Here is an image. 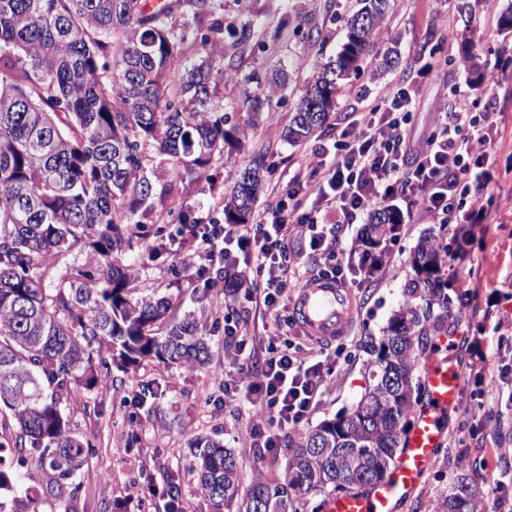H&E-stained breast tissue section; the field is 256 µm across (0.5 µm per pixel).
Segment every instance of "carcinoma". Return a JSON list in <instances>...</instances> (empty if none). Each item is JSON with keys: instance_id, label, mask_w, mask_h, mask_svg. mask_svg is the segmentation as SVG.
<instances>
[{"instance_id": "obj_1", "label": "carcinoma", "mask_w": 512, "mask_h": 512, "mask_svg": "<svg viewBox=\"0 0 512 512\" xmlns=\"http://www.w3.org/2000/svg\"><path fill=\"white\" fill-rule=\"evenodd\" d=\"M395 0H356L335 56L313 64L281 138L298 144L338 109L346 80L371 60L381 75L399 64L375 52ZM257 32L214 15L213 0H0V512H47L80 486L90 443L69 407L111 373L146 360L197 367L207 337L179 298L137 287L127 255L140 230L173 213L179 189L211 180L215 157L248 135L218 110L224 59L244 55ZM231 112H261L285 97L287 75H243ZM275 162L254 154L224 194V222L247 224ZM397 214H370L373 244ZM432 241L410 256L407 301L387 336L370 346L371 380L357 405L289 441L284 479L258 476L238 512H300L305 497L350 492L383 478L401 448L417 390L414 337L428 344L450 303ZM160 387L146 382L143 407ZM201 494L214 512L239 484L222 441L189 442ZM437 512H482L459 478Z\"/></svg>"}]
</instances>
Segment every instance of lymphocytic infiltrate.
<instances>
[{"label": "lymphocytic infiltrate", "instance_id": "1", "mask_svg": "<svg viewBox=\"0 0 512 512\" xmlns=\"http://www.w3.org/2000/svg\"><path fill=\"white\" fill-rule=\"evenodd\" d=\"M413 95L406 82L385 90L383 103L360 109L341 129L330 149L312 151L284 186H273L274 200L249 224H184L163 245L180 254L192 239V267L241 266L242 288L269 318L273 333L264 344L238 345L224 359V394L246 401L253 419L247 440L279 447L282 435L300 432L328 392L344 343L310 361L277 336L291 328L288 305L299 289L329 278L353 288L391 262L397 234L384 233V247L373 254L359 238H346L349 226L371 210L400 204L401 223L424 217L435 224L484 223L489 211L486 158L499 139L493 119L495 94L475 109L466 92L456 91L450 111L441 113L425 146L404 164L408 113ZM306 237L313 270L298 269L289 250L294 237Z\"/></svg>", "mask_w": 512, "mask_h": 512}]
</instances>
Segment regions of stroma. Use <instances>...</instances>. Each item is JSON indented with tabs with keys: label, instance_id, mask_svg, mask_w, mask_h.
<instances>
[{
	"label": "stroma",
	"instance_id": "obj_1",
	"mask_svg": "<svg viewBox=\"0 0 512 512\" xmlns=\"http://www.w3.org/2000/svg\"><path fill=\"white\" fill-rule=\"evenodd\" d=\"M355 0H214L217 14L239 21L274 26L287 20L280 42L259 50L264 65L287 68L294 92L285 101H274L273 109L256 116L239 112L235 123L252 120L250 136L238 151L212 163L211 182L190 186L179 198L185 212L207 217L209 208L224 199L240 169L250 156L269 150L276 173L295 169L301 156L332 144L338 125L354 109L380 103L386 86L412 78L415 104L409 118L414 141H424L433 130L447 87H459L497 96L496 121L501 138L491 153L488 166L493 174L495 197L490 203L492 222L487 229L476 224H433L420 219L399 227L395 260L387 269L375 272L365 288L356 291V308L348 333L350 345L342 355L330 390L309 418L315 427L350 409L364 395L371 379L369 343L380 341L389 320L406 301L405 287L414 276L410 255L426 239L447 245L449 251L466 248L471 260L461 271L473 282L461 288L449 279V313L442 335L459 334L461 341L448 351L428 345L419 362L429 356L450 359L467 381L460 400L446 420L444 440L419 487L402 504L399 512H436L442 491L457 476H465L483 504H490L497 485L512 490V430L486 441L478 451L473 429L493 430L496 421H512V341L500 338L501 329L512 330V30L488 27L474 0H397L395 14L384 29L385 41L396 42L400 63L383 76L362 70L351 78L340 107L325 130L300 146L281 141L280 132L288 119L295 93L311 73L314 60L336 54L344 32L341 15ZM319 29L312 45L300 43L296 29ZM472 40L481 53L482 73L458 68L463 39ZM154 236L141 241L134 255L141 262L138 285L147 291L172 293L194 311L209 337L210 356L204 368L168 369L145 361L132 372L113 371L112 382L92 399L77 398L69 410L71 426L88 439L92 452L79 476L81 490L72 502V512H167L158 492L170 476L180 479L182 500L191 502L193 512H213L210 501L197 489L190 474V438L219 435L236 454L240 469L239 487L247 489L258 475L284 476L287 446L266 452L250 446L241 434L251 419L246 410L221 401L217 396L224 384V353L233 349L225 337V325L241 328L247 336H267L269 322L255 307L245 290L223 285L205 287L203 279H187L180 269L184 259L164 255L146 260L144 251ZM224 311V323L214 322V308ZM483 362V383L469 382L472 365ZM158 382L161 395L158 412L135 406L140 383Z\"/></svg>",
	"mask_w": 512,
	"mask_h": 512
}]
</instances>
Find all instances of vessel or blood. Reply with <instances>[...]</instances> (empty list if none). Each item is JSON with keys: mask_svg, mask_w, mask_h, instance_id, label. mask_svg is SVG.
<instances>
[{"mask_svg": "<svg viewBox=\"0 0 512 512\" xmlns=\"http://www.w3.org/2000/svg\"><path fill=\"white\" fill-rule=\"evenodd\" d=\"M351 289L329 279L301 289L289 306L296 325L315 343L341 338L352 313ZM422 380L426 398L419 405L414 425L402 436V451L396 465L380 482L363 491L327 499L323 512H398L400 505L419 484L443 442L442 421L456 406L461 377L450 366L426 362Z\"/></svg>", "mask_w": 512, "mask_h": 512, "instance_id": "1", "label": "vessel or blood"}]
</instances>
